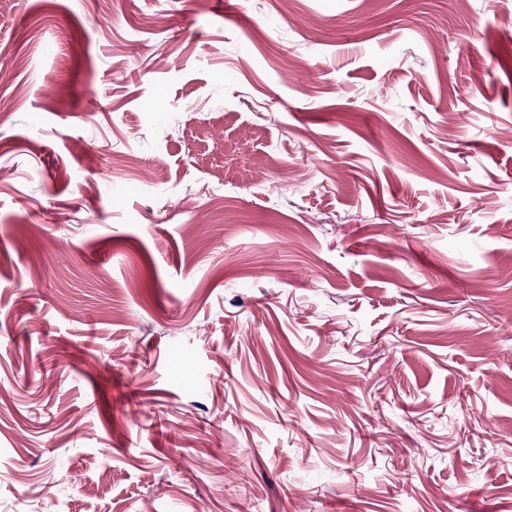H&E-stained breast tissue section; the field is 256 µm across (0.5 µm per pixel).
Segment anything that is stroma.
Returning a JSON list of instances; mask_svg holds the SVG:
<instances>
[{"mask_svg":"<svg viewBox=\"0 0 512 512\" xmlns=\"http://www.w3.org/2000/svg\"><path fill=\"white\" fill-rule=\"evenodd\" d=\"M0 99V512H512V0H0Z\"/></svg>","mask_w":512,"mask_h":512,"instance_id":"35a3bbf8","label":"stroma"}]
</instances>
